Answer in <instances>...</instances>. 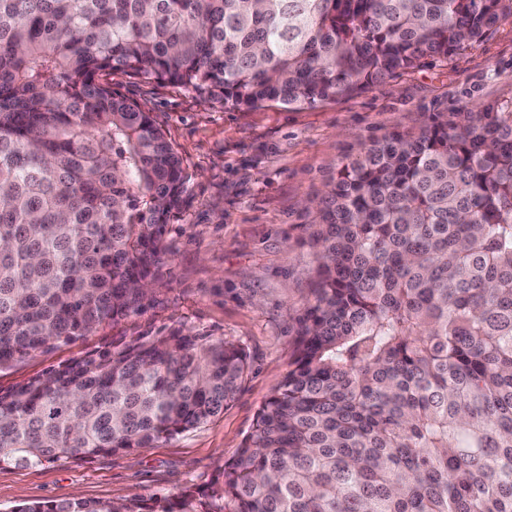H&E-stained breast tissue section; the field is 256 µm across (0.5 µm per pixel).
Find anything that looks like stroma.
<instances>
[{"label":"stroma","mask_w":512,"mask_h":512,"mask_svg":"<svg viewBox=\"0 0 512 512\" xmlns=\"http://www.w3.org/2000/svg\"><path fill=\"white\" fill-rule=\"evenodd\" d=\"M112 86L151 114L188 176L168 219L173 253L159 302L0 370V387L99 347L172 331L233 340L250 369L222 415L154 447L89 463L0 467V512L77 497L173 498L220 484L225 462L288 371L316 267L318 201L342 164L373 141L419 132L455 112L512 107V16L448 62L428 59L379 86L313 107L233 109L122 74Z\"/></svg>","instance_id":"35a3bbf8"}]
</instances>
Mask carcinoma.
I'll list each match as a JSON object with an SVG mask.
<instances>
[{
	"label": "carcinoma",
	"mask_w": 512,
	"mask_h": 512,
	"mask_svg": "<svg viewBox=\"0 0 512 512\" xmlns=\"http://www.w3.org/2000/svg\"><path fill=\"white\" fill-rule=\"evenodd\" d=\"M512 0H0V369L157 303L182 163L112 75L315 106L480 42ZM289 370L208 501L12 512H512V109L393 134L322 200ZM234 341L136 336L0 388V465L224 413Z\"/></svg>",
	"instance_id": "cac0c4a2"
}]
</instances>
